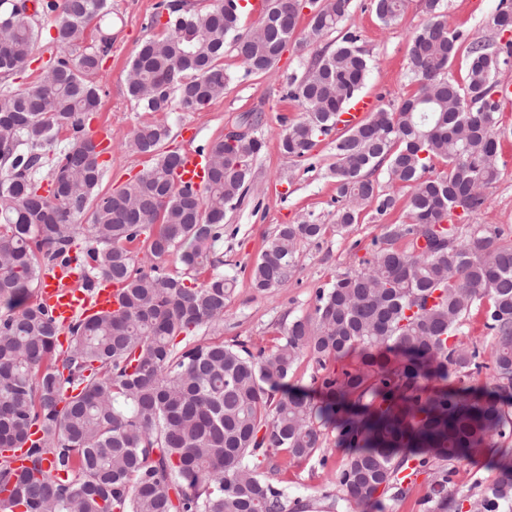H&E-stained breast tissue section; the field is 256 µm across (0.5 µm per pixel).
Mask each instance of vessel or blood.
<instances>
[{
    "label": "vessel or blood",
    "instance_id": "1",
    "mask_svg": "<svg viewBox=\"0 0 512 512\" xmlns=\"http://www.w3.org/2000/svg\"><path fill=\"white\" fill-rule=\"evenodd\" d=\"M177 181L202 188L205 184V165L200 153L187 150L181 155V165ZM84 270L77 263L55 265L46 270L43 276L44 287L41 299L48 306L54 318L63 325L74 318L118 308L121 290L115 284L102 282L93 287L82 285Z\"/></svg>",
    "mask_w": 512,
    "mask_h": 512
}]
</instances>
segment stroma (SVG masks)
Listing matches in <instances>:
<instances>
[{"label":"stroma","instance_id":"1","mask_svg":"<svg viewBox=\"0 0 512 512\" xmlns=\"http://www.w3.org/2000/svg\"><path fill=\"white\" fill-rule=\"evenodd\" d=\"M159 0H112V13L101 27H88L87 38L98 30L112 35V52L105 58L95 79L102 87L101 105L89 115L91 130H104L112 142V159L105 167L101 192H108L138 176L147 168V157L126 149L133 130L146 122L167 124L172 135L167 149L178 152L200 149L223 138L245 112L261 115L251 131L264 148L253 162V175L244 200L227 213L224 230L211 242L213 256L220 258L217 270L203 269L198 280L218 272L234 280V291L224 308V320L216 326H202L195 338L231 344L247 343L252 352L271 351L296 318L313 314L315 291L331 283L338 274L357 268L367 257L373 242L386 225L405 221L403 204L386 213L366 208L358 224L346 229L336 226V185L328 177L336 158L331 139L320 141L311 159L292 161L280 151L281 135L290 121L304 119L302 106L287 98L288 84L301 77L314 54L337 39L338 33L303 43L308 21L300 19L294 40L289 41L279 60L267 73L246 75L242 60L232 49L224 51V71L230 82L222 98L198 112L172 109L163 113L141 111L126 91V74L140 44L147 38L164 35L163 26L147 27L146 20ZM499 0H444V13L451 28L468 38L490 42L505 49L512 32H500L487 24ZM423 0H407V7L393 25H384L375 15L370 0H352V9L338 32L351 31L358 44L373 60L363 92L377 105L394 109L413 95L417 83L408 68V47L412 35L425 24ZM501 138L498 179L485 190L487 205L480 212L458 215L459 224H496L512 235V101L500 104ZM313 221L326 225L320 241L298 240L296 267L280 288L258 293L252 286L250 269L280 225ZM326 464L317 459L285 462L277 456L265 461L263 471H274L285 486L289 499H300L304 512H356L354 505L339 502L330 508L328 496L336 491V472L344 452L336 446V432L323 431ZM501 457L497 449L484 448L463 461L453 479L455 487L487 485L497 477Z\"/></svg>","mask_w":512,"mask_h":512}]
</instances>
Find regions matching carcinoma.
I'll return each mask as SVG.
<instances>
[{
	"label": "carcinoma",
	"mask_w": 512,
	"mask_h": 512,
	"mask_svg": "<svg viewBox=\"0 0 512 512\" xmlns=\"http://www.w3.org/2000/svg\"><path fill=\"white\" fill-rule=\"evenodd\" d=\"M263 32L240 30L237 0H214L202 12L170 6L167 35L140 46L126 76L127 92L146 112L176 106L195 112L224 96L221 60L229 44L246 74L269 71L295 35L299 0H268ZM304 41L338 28L352 0H308ZM386 26L405 0H372ZM427 22L408 50L417 92L397 110L377 108L336 135V223L347 228L376 205L397 202L382 192L375 172L409 188L407 222L385 227L379 245L359 268L319 289L313 314L295 319L270 354L243 342L176 338L224 320L233 280L220 273L198 284L189 272L219 261L195 242L218 239L227 209L241 201L251 161L263 148L256 137L226 138L204 153L211 167L203 189L177 183L181 154L164 151L169 126L143 123L126 146L150 158L134 180L106 193L99 188L104 150L86 129L101 89L94 76L112 51L103 31L84 46L85 31L112 13L109 0H0V78L29 69L42 37L36 16H55L50 42L79 51L57 57L33 85L0 86V449L30 444L18 469L0 454L4 512H285L287 489L261 472L281 453L295 460L322 450L321 427L336 430L346 450L329 508L348 501L369 512L381 497L410 491L402 472L432 471L424 512H512V461L486 487L455 493L448 485L457 464L493 444L512 456V239L494 224H456L454 213L486 205L483 188L499 176L495 97L501 58L493 45L473 40L467 83L449 77L461 34L450 29L442 0H424ZM489 26L512 29V4L500 0ZM370 59L345 34L315 54L288 87L307 118L288 126L281 151L306 159L338 129L341 115L361 95ZM67 146L54 153L59 135ZM446 162L436 173L433 159ZM90 213V223L78 220ZM326 225L284 224L251 268L254 288H280L296 263L300 239L318 240ZM82 234L85 287L95 278L122 286L113 312L78 318L70 343L57 353L61 329L49 309L29 304L42 254L49 264L71 260ZM144 240L160 259L192 240L182 253L187 272L158 265L135 267L129 245ZM489 336L493 393L463 388L431 390V381L462 382L486 368L484 351L465 341L472 312ZM357 355L341 375L329 360ZM310 356L325 398L317 407L274 392L294 365ZM370 395L372 402L356 406ZM38 427L43 435L31 439Z\"/></svg>",
	"instance_id": "1"
}]
</instances>
